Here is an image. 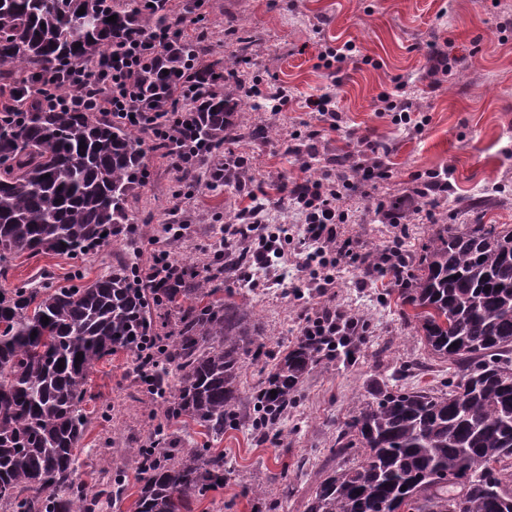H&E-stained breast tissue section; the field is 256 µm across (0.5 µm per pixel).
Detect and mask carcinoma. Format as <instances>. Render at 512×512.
I'll list each match as a JSON object with an SVG mask.
<instances>
[{"label": "carcinoma", "mask_w": 512, "mask_h": 512, "mask_svg": "<svg viewBox=\"0 0 512 512\" xmlns=\"http://www.w3.org/2000/svg\"><path fill=\"white\" fill-rule=\"evenodd\" d=\"M173 16L162 0L151 7L138 0H0V81L9 86L0 105L26 108L20 122L0 120V268L25 252L86 254L149 221L128 208L146 182V151L133 128L90 112L40 109L36 89L14 75L94 60L114 42L174 23ZM207 55L206 40L182 38L176 68L144 80L142 96L170 107L180 94V67ZM207 67L211 76L234 72L229 54ZM248 99L236 78L196 97L184 140L206 151L211 164L178 169L173 196L201 185L242 188L244 160L232 145L265 135L235 120ZM249 262L248 254L230 252L208 277L189 274L163 288L164 304L186 303L153 382L166 420L185 417L213 436L235 424L242 357L260 353L262 344L247 312L216 294ZM394 264L402 268L399 300L412 308L405 318L433 356L461 370L440 388L375 382L356 398L336 435L343 464L317 483L304 512H512V225L447 226L419 254L394 256ZM146 306L131 264L70 287L48 280L0 289L4 512H98L101 498L121 497L110 482L92 491L79 479L77 451L89 423L83 402L95 365L153 332ZM340 325V336L300 337L255 388L259 438L278 429L322 360L353 362L366 324L348 314ZM164 444L160 425L150 446L134 453L144 481L137 512H182L192 497L224 485V455Z\"/></svg>", "instance_id": "cac0c4a2"}]
</instances>
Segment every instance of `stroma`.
I'll return each instance as SVG.
<instances>
[{
    "label": "stroma",
    "instance_id": "stroma-1",
    "mask_svg": "<svg viewBox=\"0 0 512 512\" xmlns=\"http://www.w3.org/2000/svg\"><path fill=\"white\" fill-rule=\"evenodd\" d=\"M197 25L206 31L214 51L231 43V30L244 29L255 45L239 62L240 76L262 93L287 90L292 98L280 111L245 106L238 114L247 127L273 128L269 140L245 139L234 145L245 161V191L215 195L202 188L178 200L172 194L176 167L167 157L147 154L149 180L133 210H148L151 221L139 225L131 238L112 240L75 260L66 255H19L5 281L14 286L50 274L55 284H74L75 273L94 280L124 264L129 253L138 262L150 257L151 238L161 236L171 209L180 210L186 229L168 245L178 259L195 268L212 263L220 227L252 207L250 192L263 191L268 220L276 226L293 222V208L278 191L281 182L300 176V161L285 150L289 139L310 141L319 162L347 154L350 164L376 156L390 176L358 182L342 206L349 213L344 234L363 250L393 245L415 252L427 243L430 229L473 224L512 225V0H202ZM354 42L361 62L325 68L319 53L325 44ZM444 44L452 70L431 72L424 57L428 44ZM409 80L405 95L414 107L411 124L394 122L380 111L381 94L394 92L396 77ZM332 97L341 119L312 112L309 99ZM371 133L376 151L358 138ZM447 178V190H428L416 211L401 223H385L380 202L427 188L433 175ZM287 287L252 288L242 281L224 285V294L243 304L261 332L266 354L244 357L245 387L263 381L299 339L305 315L323 303L315 289L296 296L294 266H282ZM332 301L369 324L366 340L353 365L323 361L308 374L295 405L277 434L258 440L251 428H225L221 438L202 433L188 422H171L178 440H193L223 453L231 470L222 488L191 500L189 512H303L323 466L332 458L336 429L353 400L364 395L371 378L397 381L407 387H430L448 377L447 361L429 355L414 324L400 314L397 293L386 279H364L357 263L336 270ZM91 394L84 403L91 422L78 454L83 482L97 487L102 462L124 488L120 507L134 512L142 482L133 449L146 446L162 409L134 371L132 352L107 357L93 368ZM112 407L110 418L99 408ZM267 487L264 497L253 494Z\"/></svg>",
    "mask_w": 512,
    "mask_h": 512
}]
</instances>
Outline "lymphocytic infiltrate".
<instances>
[{"instance_id": "obj_1", "label": "lymphocytic infiltrate", "mask_w": 512, "mask_h": 512, "mask_svg": "<svg viewBox=\"0 0 512 512\" xmlns=\"http://www.w3.org/2000/svg\"><path fill=\"white\" fill-rule=\"evenodd\" d=\"M179 41V34H173L170 29L153 28L143 31L136 39L113 43L103 63H59L53 73L34 78L39 104L47 111L87 108L109 113L113 119L141 130L149 140L168 142L169 157L175 166H182L185 159L181 141L186 130V113L176 105L166 112L142 105L136 82L137 74L166 70L171 56L179 49ZM60 86L67 88V95L57 94ZM314 172L311 178L282 182L279 191L288 198L300 219L294 264L324 294L336 284L337 266L343 260L358 257L355 244L344 238L340 229L341 224L348 222L349 214L341 209L339 202L344 191L353 188L354 183L334 177L325 165ZM250 217L244 237H236L233 225H226L219 248L224 251L237 242H246L255 264L273 272V258L284 255L279 236L271 225L263 222L259 210H252Z\"/></svg>"}]
</instances>
